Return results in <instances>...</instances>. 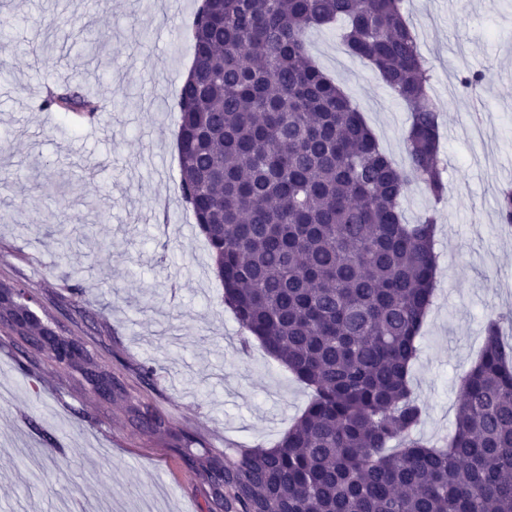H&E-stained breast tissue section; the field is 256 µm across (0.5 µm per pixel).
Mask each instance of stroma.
<instances>
[{"label":"stroma","mask_w":512,"mask_h":512,"mask_svg":"<svg viewBox=\"0 0 512 512\" xmlns=\"http://www.w3.org/2000/svg\"><path fill=\"white\" fill-rule=\"evenodd\" d=\"M199 0H0L17 15L0 54V276L24 281L77 339L95 337L112 373L171 434L132 425L123 405L80 421L92 399L0 346V512H97L102 496L152 498L162 512H208L206 487L180 436L207 448L272 446L308 389L242 332L212 275L206 241L178 191L176 90L193 50L169 39ZM441 109L439 165L448 196L412 186L407 221L435 209L440 273L410 383L418 437L454 431L461 377L490 313L512 314V227L497 196L512 187V0H404ZM340 27L312 33L316 63L336 77L381 149L404 161L405 107L371 66L341 50ZM486 82L468 92V71ZM80 84L113 104L89 123L42 112L46 86ZM79 270L69 281L67 269ZM151 365L149 383L138 368Z\"/></svg>","instance_id":"35a3bbf8"}]
</instances>
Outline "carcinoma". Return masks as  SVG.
I'll return each instance as SVG.
<instances>
[{
  "label": "carcinoma",
  "instance_id": "carcinoma-1",
  "mask_svg": "<svg viewBox=\"0 0 512 512\" xmlns=\"http://www.w3.org/2000/svg\"><path fill=\"white\" fill-rule=\"evenodd\" d=\"M341 21L343 47L368 60L410 112L406 162L385 154L308 35ZM193 66L181 82L179 192L204 235L211 271L245 336L312 392L270 448L224 455L182 434L209 487V512H512V346L491 316L461 379L455 429L437 448L414 434L409 384L432 304L436 212L409 224L421 183L439 200L440 113L402 0H213L197 10ZM46 112L92 119L81 85L47 90ZM512 224V191L498 200ZM26 285L0 278L5 347L65 376L104 407L135 396L95 343L56 331ZM144 433L166 420L127 405Z\"/></svg>",
  "mask_w": 512,
  "mask_h": 512
}]
</instances>
